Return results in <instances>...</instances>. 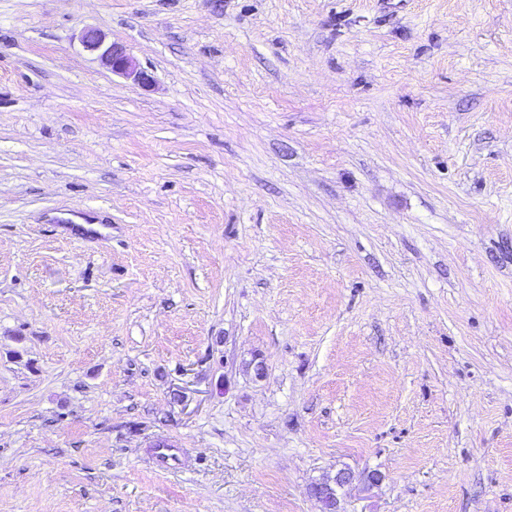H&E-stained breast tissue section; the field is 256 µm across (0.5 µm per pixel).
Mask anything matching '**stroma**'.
I'll return each instance as SVG.
<instances>
[{
	"mask_svg": "<svg viewBox=\"0 0 512 512\" xmlns=\"http://www.w3.org/2000/svg\"><path fill=\"white\" fill-rule=\"evenodd\" d=\"M341 467L512 512V0H0V512ZM83 42L90 51L98 53L102 64L112 73L133 77L134 81L142 85L150 82L148 73L138 67L125 46L115 41L107 43L105 35L99 30L87 29L83 36Z\"/></svg>",
	"mask_w": 512,
	"mask_h": 512,
	"instance_id": "stroma-1",
	"label": "stroma"
}]
</instances>
